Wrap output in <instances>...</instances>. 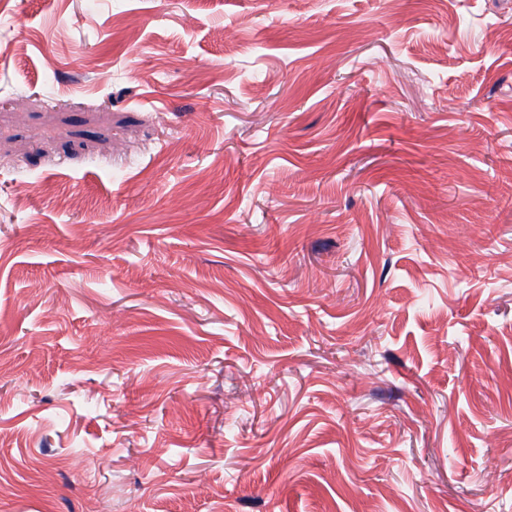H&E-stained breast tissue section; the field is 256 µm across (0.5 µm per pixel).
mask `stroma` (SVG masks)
<instances>
[{
    "instance_id": "1",
    "label": "stroma",
    "mask_w": 512,
    "mask_h": 512,
    "mask_svg": "<svg viewBox=\"0 0 512 512\" xmlns=\"http://www.w3.org/2000/svg\"><path fill=\"white\" fill-rule=\"evenodd\" d=\"M0 512H512V0H0Z\"/></svg>"
}]
</instances>
